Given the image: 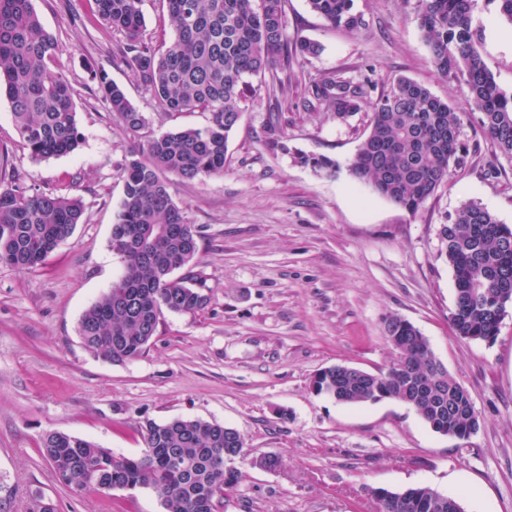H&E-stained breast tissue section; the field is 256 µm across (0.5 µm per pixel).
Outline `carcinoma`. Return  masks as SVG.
Returning a JSON list of instances; mask_svg holds the SVG:
<instances>
[{"label": "carcinoma", "mask_w": 512, "mask_h": 512, "mask_svg": "<svg viewBox=\"0 0 512 512\" xmlns=\"http://www.w3.org/2000/svg\"><path fill=\"white\" fill-rule=\"evenodd\" d=\"M175 36L156 47L142 37L143 0H93L92 11L107 28L126 35L114 55L132 78L149 89L172 116L209 114L203 128L162 131L145 141L122 164L123 195L112 225L111 247L123 263L122 276L79 321L86 350L113 364L141 356L157 333L163 311L196 313L207 299L187 274L174 276L198 252V232L172 199L166 174L192 180L224 171L229 134L237 125L240 102L253 89L247 78L288 69L294 54L316 56L321 46L288 37L286 0H164ZM478 0H416L423 40L436 72L464 86L470 112L500 151L512 156V94L486 69L481 40L473 27ZM330 26L357 32L364 26L355 0H308ZM56 42L39 20L32 0H0V91L12 107L20 143L34 160L74 152L81 143L66 77L50 67ZM113 119L129 135L146 124L124 90L103 71L90 69ZM307 93L328 104L336 117L371 113V129L348 165L349 175L381 197L418 211L453 172L467 162L460 142L467 113L435 96L429 88L399 78L372 97L369 87L324 77ZM302 163L332 175L328 157H300ZM78 196L28 193L11 177L0 190V264L19 269L41 265L83 221ZM445 260L452 269L455 305L451 322L470 341L496 338L507 305H512V227L489 210L465 202L442 225ZM386 336H398L399 358L385 371L343 372L326 367L314 388L346 404L369 403L378 395L412 407L430 427L458 440L478 425L469 392L449 373L412 377L436 358L429 340L409 322L394 319ZM145 449L136 457L65 433L47 432L41 452L59 481L76 492L99 488H145L159 498L163 512H214L238 484L236 461L244 441L232 427L202 419L149 422ZM427 487L384 490L378 512H455L459 500L447 497L427 506Z\"/></svg>", "instance_id": "cac0c4a2"}]
</instances>
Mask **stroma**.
<instances>
[{
	"label": "stroma",
	"instance_id": "35a3bbf8",
	"mask_svg": "<svg viewBox=\"0 0 512 512\" xmlns=\"http://www.w3.org/2000/svg\"><path fill=\"white\" fill-rule=\"evenodd\" d=\"M32 4L55 38L51 67L72 87L82 143L33 161L1 95L0 146L26 186L79 196L85 214L37 268L0 265V512H27L38 496L56 512H162L146 489L108 498L69 489L39 445L51 430L134 457L146 423L173 418L216 422L243 438L246 455L224 512H376L371 489L419 485L459 498L465 512H512V308L494 343L458 337L440 239L442 224L467 201L512 226V158L469 117L461 134L467 165L412 213L347 171L370 131L369 114L341 120L305 93L310 81L336 75L369 83L377 96L405 76L465 108L462 85L431 63L415 0H355L365 20L357 33L327 26L307 0H287L289 37L315 41L321 53L292 56L287 71L252 78L223 173L167 177L198 232L191 270L207 304L194 314L164 313L147 351L120 365L88 352L78 325L122 272L110 244L122 164L149 136L203 127L209 115L164 117L152 93L113 66L126 38L101 25L87 0ZM474 24L485 67L512 93V25L483 2ZM92 66L143 113L139 136L113 121L89 80ZM301 154L330 157L339 170L316 173L298 162ZM390 315L414 324L469 391L479 418L469 439L436 433L398 401L350 405L313 390L328 366L388 368L396 358L383 331ZM266 456L277 458L275 468L259 466Z\"/></svg>",
	"mask_w": 512,
	"mask_h": 512
}]
</instances>
